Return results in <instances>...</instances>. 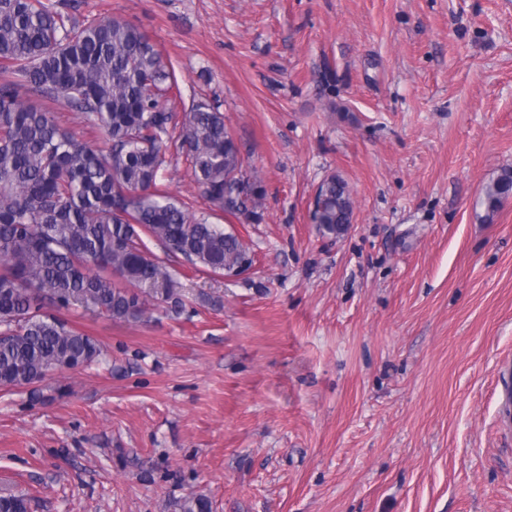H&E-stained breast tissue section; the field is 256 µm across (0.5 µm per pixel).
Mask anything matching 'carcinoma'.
I'll return each instance as SVG.
<instances>
[{"label": "carcinoma", "instance_id": "cac0c4a2", "mask_svg": "<svg viewBox=\"0 0 512 512\" xmlns=\"http://www.w3.org/2000/svg\"><path fill=\"white\" fill-rule=\"evenodd\" d=\"M43 0H0V386L26 387L51 372L86 367L103 355L93 336L44 311L92 306L115 321H141L156 303L183 301L163 262L143 254L144 238L169 256L214 273L249 260L222 224L158 187L176 141L205 199L248 223L263 219L264 189L248 174L249 200L234 194L242 168L224 115L192 102L181 122L162 100L178 88L150 38L121 18L70 26ZM36 99L94 117L109 142L77 138ZM512 195V173L484 191L487 210ZM354 202L345 181L318 188L312 219L325 235L345 234ZM30 498L0 497V512H29Z\"/></svg>", "mask_w": 512, "mask_h": 512}]
</instances>
